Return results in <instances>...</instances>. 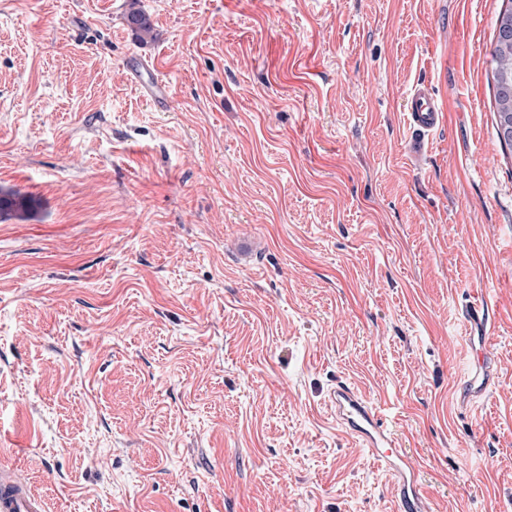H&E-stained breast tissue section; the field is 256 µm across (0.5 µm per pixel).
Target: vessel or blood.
Returning <instances> with one entry per match:
<instances>
[{"mask_svg": "<svg viewBox=\"0 0 512 512\" xmlns=\"http://www.w3.org/2000/svg\"><path fill=\"white\" fill-rule=\"evenodd\" d=\"M143 93L152 101L167 100V89L149 66L134 71ZM405 118L412 135L407 152L417 159L433 147L443 109L430 84L417 83L410 91ZM330 406L337 424L353 434L367 448L370 456L397 479L400 487L399 512H431V507L419 490L418 470L403 449L395 433L383 421L380 411L366 402L348 383L337 382L329 394ZM41 499L6 470L0 469V512H43Z\"/></svg>", "mask_w": 512, "mask_h": 512, "instance_id": "1", "label": "vessel or blood"}]
</instances>
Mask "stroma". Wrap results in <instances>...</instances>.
<instances>
[{"label": "stroma", "mask_w": 512, "mask_h": 512, "mask_svg": "<svg viewBox=\"0 0 512 512\" xmlns=\"http://www.w3.org/2000/svg\"><path fill=\"white\" fill-rule=\"evenodd\" d=\"M502 5L0 0V190L37 201L0 217V462L45 512H396L339 381L433 512H512ZM423 80L444 118L416 162ZM508 4V8H502L496 19L497 32L492 50L494 66L491 72L495 88L499 143L503 150L512 149V143L506 141V136L500 129L501 114L512 112V103L510 107L505 91L509 86L512 89V1L509 0ZM127 22L135 40L144 42L148 37L155 39L157 34L150 17L141 10H132L127 15ZM132 72L138 77L141 90L149 99L158 103L167 100L165 84L156 77L149 66L142 64L139 68L135 67ZM329 400L336 415V424L353 434L367 448L373 460L397 479L400 487L397 510L431 512L418 487V469L395 433L383 421L381 412L342 381L336 382L331 389Z\"/></svg>", "instance_id": "35a3bbf8"}]
</instances>
